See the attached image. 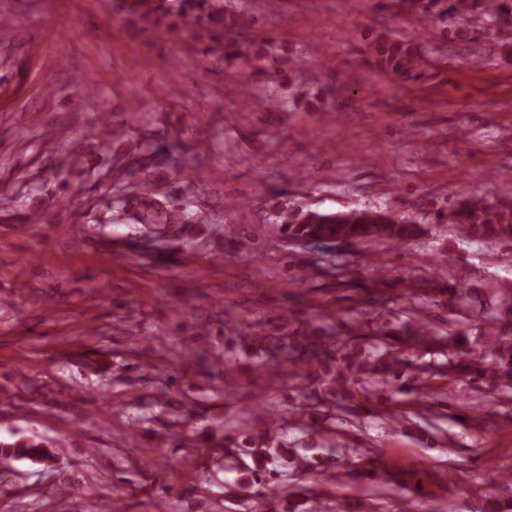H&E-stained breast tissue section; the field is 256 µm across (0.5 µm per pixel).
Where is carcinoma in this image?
<instances>
[{
  "mask_svg": "<svg viewBox=\"0 0 512 512\" xmlns=\"http://www.w3.org/2000/svg\"><path fill=\"white\" fill-rule=\"evenodd\" d=\"M502 7V0H451L443 14L451 15L457 23H463L470 12L481 9L494 19ZM127 10L151 23L152 29L173 38L184 31H195L208 37L202 47L204 55L217 56L229 66L238 65L248 71V79L236 87L245 103L252 109L262 108L273 111L281 108L275 91L277 75L267 70L266 59L270 54L267 45L271 43L260 28H255L249 36L240 38L235 24L226 23L222 0H129ZM373 56L376 65L382 70L397 74L408 80L419 77L425 56L420 45L413 40L391 41L379 36L373 41ZM265 77L266 89L257 91L251 84V77ZM134 151L130 163L137 168L129 170L130 175L140 173L143 179L130 181L118 190L113 199L107 202L109 212L123 217L132 214L139 224H149L158 231H164L171 224H190L194 214L177 198L161 189L162 177L155 171L162 166L158 155L162 147L154 141L139 137L133 140ZM336 212H323L310 207H293L276 202L272 207V221L283 224L288 234L307 243H364L372 240H389L406 243L419 231L416 224H379L368 209H354L347 217L336 221ZM452 224L480 233L481 236L496 241L512 239V191L506 189L493 199L467 196L460 200L459 208L452 212ZM259 343L266 356L297 367L294 374L301 378H311L320 382L332 397V408L342 407V401L350 398L352 386L360 380L375 385L390 387L398 392L415 394L413 401L424 403L427 398L418 388L403 378L404 371L411 368V362L392 354L387 349L378 360L369 357L356 359L352 353L342 352V346L325 339L303 334H288V322H283L274 336L241 337ZM432 328L423 321L416 322L402 339L404 348L417 342H435ZM502 337L488 332L487 355L492 364L507 365L505 374L512 376V344L501 345ZM508 360H503V357ZM279 426L272 423L260 433L250 435L234 445L222 448L224 468L239 471L243 478L238 488L224 490V498L244 494V490L255 484L262 485L270 495L249 498L244 503L246 512H321L319 495L313 489L300 484L305 479L314 483L321 476L322 462L300 452L275 444ZM55 452L41 439H24L0 442V456L25 458L41 462L52 458ZM398 470L387 464L378 463L366 456L362 464L361 477L380 481L394 478Z\"/></svg>",
  "mask_w": 512,
  "mask_h": 512,
  "instance_id": "obj_1",
  "label": "carcinoma"
}]
</instances>
